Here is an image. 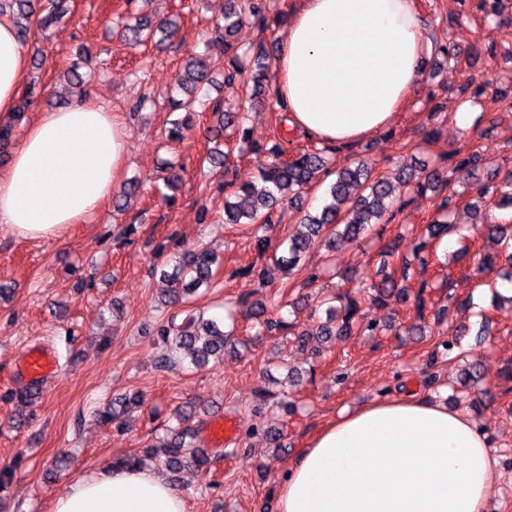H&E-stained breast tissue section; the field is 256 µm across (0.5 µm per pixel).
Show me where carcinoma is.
Masks as SVG:
<instances>
[{"label":"carcinoma","instance_id":"cac0c4a2","mask_svg":"<svg viewBox=\"0 0 512 512\" xmlns=\"http://www.w3.org/2000/svg\"><path fill=\"white\" fill-rule=\"evenodd\" d=\"M69 0H0V15H9L16 25L18 37L26 42L32 29L45 30L62 19L68 12ZM288 15L279 13L274 19L266 14L265 0H225L224 24L216 27L217 35L213 39V53L200 55L186 60L178 80V88L169 97L172 111L184 112V117L171 121L168 139L177 142L181 139L183 125L197 114L196 107L205 106L197 97L198 90L209 82L212 69L217 64L224 68V85L240 89L239 108L254 105L265 91L268 81L269 60L263 50H258L251 67L250 82L241 80L242 65L239 48L233 43L236 29L246 20H251L261 28L286 21ZM124 31L128 40L143 42L161 34L158 43L169 40L174 34L173 24L155 23L148 15L135 17V22L125 24ZM220 116V122L226 128L233 127L240 139L248 137V129L243 125V117L238 112L221 111L213 108ZM251 152L256 157L266 156L260 165L259 176L262 186L244 183L232 186L224 197V223L250 224L259 249H265L261 221L286 201L293 203L300 197L303 189L317 180L323 170L322 150L315 149L300 152L289 158L279 146L262 152L254 146ZM400 184L424 195L431 191L434 195L447 188L448 179L445 169L433 168L429 173L417 169L402 167L391 175H376L363 163L346 165L335 172V181L329 188V201L315 214L306 212L295 234L283 242L284 255L276 258V263L288 272L299 267L304 256L313 249L332 251L336 246L355 243L362 239L365 232L375 224L391 222L394 213L388 210V201L392 197L394 184ZM477 194L491 197V203L500 210L512 209V175L509 174L498 184H475ZM457 212V201L452 195L441 197L436 207V216L426 227L427 239L416 244L419 261H428L425 248L428 241L437 240L448 233V218ZM491 236L499 238L505 249V258L512 268V235L507 227L492 221L486 225ZM224 259L203 246L188 248L181 253L172 272L166 274L171 288L167 290L165 304L175 306L186 304L191 296L202 287H211L219 274ZM409 279V263L405 260L394 265L383 277L364 286L368 290L370 304L386 308L394 302L409 297L404 282ZM330 306L325 309L326 319L319 322L316 330L306 327L295 334L299 343L306 345L313 338L332 339L345 335L357 322L360 314L358 303L346 296L333 294L328 299ZM250 315L256 320L257 333L272 335L295 327L282 317L268 316L265 302L256 300L250 305ZM157 335L161 336L169 353L163 356L158 367L164 368L174 356H191L197 362L222 359L224 353L236 348L233 332L224 330V324L212 318L190 315L181 323L170 321L162 325ZM116 404L120 410H103L95 413L96 421L104 424L119 422L120 413L130 412L140 407L138 395L122 396ZM196 413L195 406L188 404L180 412L179 425L169 431L167 437L155 441L146 448L115 460L117 466L149 467L159 465L166 470L176 471L185 466L206 473L211 468V457L197 444L198 430L189 420Z\"/></svg>","mask_w":512,"mask_h":512}]
</instances>
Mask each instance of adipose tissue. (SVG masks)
<instances>
[{
    "instance_id": "obj_1",
    "label": "adipose tissue",
    "mask_w": 512,
    "mask_h": 512,
    "mask_svg": "<svg viewBox=\"0 0 512 512\" xmlns=\"http://www.w3.org/2000/svg\"><path fill=\"white\" fill-rule=\"evenodd\" d=\"M432 50L417 0H295L272 61L293 130L348 146L392 125ZM28 69L12 20L0 19V123L12 121ZM128 154L126 124L93 96L43 113L0 171V224L56 237L95 216ZM496 459L467 414L429 399L343 411L283 474L277 512H487ZM53 512H186L155 469L115 468L72 482Z\"/></svg>"
}]
</instances>
